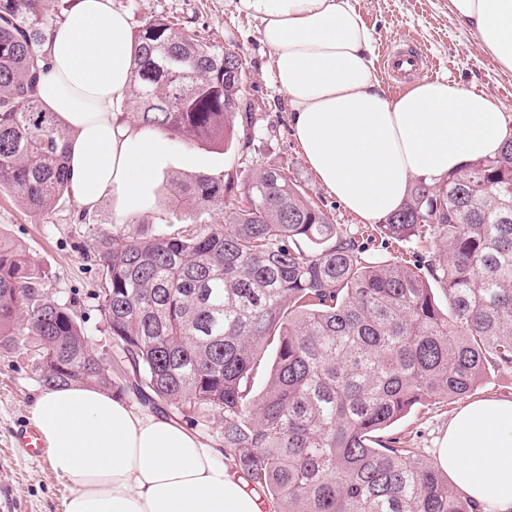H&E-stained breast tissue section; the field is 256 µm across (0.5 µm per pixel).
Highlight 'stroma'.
<instances>
[{
    "label": "stroma",
    "instance_id": "obj_1",
    "mask_svg": "<svg viewBox=\"0 0 512 512\" xmlns=\"http://www.w3.org/2000/svg\"><path fill=\"white\" fill-rule=\"evenodd\" d=\"M373 37L375 73L383 71L385 48L425 50L430 78H445L499 100L512 127V72L502 71L448 11V0H351ZM131 31L148 20L162 18L189 28L200 43L231 47L246 73L240 110L248 121H236L228 145H187L170 140L167 163L158 178L156 211L137 215L138 224L176 231L181 223L171 214L174 180L184 174H234L241 159L250 168L282 170L327 213L332 223L354 233L371 231L369 222L348 212L318 181L291 133L292 113L280 92L259 20L240 9L238 0H112ZM80 207L67 199L48 213L27 208L12 192L0 191V239L25 254L30 265L44 272L48 294L71 303L91 347L112 348L98 297L99 270L89 255L94 250V225L79 222ZM43 390L39 358L25 344L0 348V512H63L68 491L48 459L22 456L12 445L17 425L31 419V406ZM512 399V370L490 372L477 389L459 398L412 410L394 430L423 458L436 457L439 438L449 420L474 400Z\"/></svg>",
    "mask_w": 512,
    "mask_h": 512
}]
</instances>
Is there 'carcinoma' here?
I'll list each match as a JSON object with an SVG mask.
<instances>
[{"label": "carcinoma", "mask_w": 512, "mask_h": 512, "mask_svg": "<svg viewBox=\"0 0 512 512\" xmlns=\"http://www.w3.org/2000/svg\"><path fill=\"white\" fill-rule=\"evenodd\" d=\"M69 8L0 0V190L46 213L69 196L71 132L36 87L47 32ZM226 64L242 61L148 20L133 39V124L186 144L229 143L241 89ZM175 185L172 212L192 223L97 231L112 358L1 240L0 346L25 336L48 390L91 384L196 422L224 416V458L278 512H487L389 429L512 369V138L436 188L413 185L376 225L385 242L434 240L421 268L367 260L277 168L241 184L197 174Z\"/></svg>", "instance_id": "1"}]
</instances>
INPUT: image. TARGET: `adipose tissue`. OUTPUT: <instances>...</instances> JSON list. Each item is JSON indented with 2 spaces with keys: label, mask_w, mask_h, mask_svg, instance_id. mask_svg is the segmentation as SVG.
Here are the masks:
<instances>
[{
  "label": "adipose tissue",
  "mask_w": 512,
  "mask_h": 512,
  "mask_svg": "<svg viewBox=\"0 0 512 512\" xmlns=\"http://www.w3.org/2000/svg\"><path fill=\"white\" fill-rule=\"evenodd\" d=\"M259 18L292 132L320 184L366 221L405 199L411 180L433 184L469 161L496 156L511 131L502 105L445 79L388 98L374 75L372 36L350 0H239ZM454 18L512 70V0H448ZM50 74L38 97L72 132L70 188L118 216L157 208L166 137L121 120L130 99L132 33L111 0H78L49 32ZM31 415L69 489L64 512H260L219 452L162 417L133 412L88 384L44 391ZM437 458L455 487L492 512H512V400L460 408Z\"/></svg>",
  "instance_id": "adipose-tissue-1"
}]
</instances>
